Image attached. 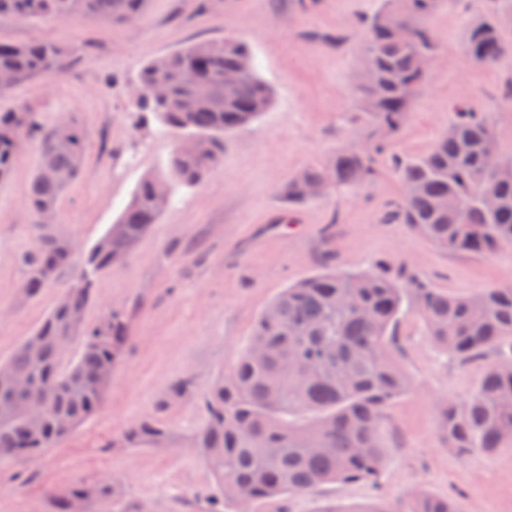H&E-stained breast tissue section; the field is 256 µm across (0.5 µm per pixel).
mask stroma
<instances>
[{
  "label": "stroma",
  "mask_w": 512,
  "mask_h": 512,
  "mask_svg": "<svg viewBox=\"0 0 512 512\" xmlns=\"http://www.w3.org/2000/svg\"><path fill=\"white\" fill-rule=\"evenodd\" d=\"M382 0H147L122 26L76 19L55 24L0 18V40H49L75 50L57 75L30 77L0 96V111L25 105L45 123L74 115L87 134L81 176L63 194L55 230L92 246L128 203L145 174L161 171L174 147L151 113L131 106L143 64L187 44L234 36L249 44L270 87V109L231 136L221 167L141 237L129 256L101 273L85 318L124 310L128 339L112 369L101 409L55 447L30 458L0 459V512H52L54 497L78 482H119L121 500H94L89 512H209L210 469L190 443L203 418L197 397L239 360L260 312L281 288L327 260L350 269L380 268L424 277L465 295L512 287V247L494 255L438 248L405 224H386L403 193L396 161L427 152L447 131L455 106L485 112L502 154L512 156V57L489 67L463 47L471 21L496 0H442L427 17L439 44L422 92L392 137L371 180L354 190L299 206L283 189L307 165L368 142L354 83L363 70L361 15ZM38 145L16 151L0 180V362L45 318L73 282L72 271L36 298L22 295L21 255L34 243L26 206ZM397 355L412 381L384 420L386 459L377 485L329 484L304 495L267 500L256 512H329L371 499H403L415 488L452 498L456 512H512V448L461 456L437 429L438 400L466 398L493 354L462 365L431 344L422 321L396 327ZM191 379L176 397L173 385ZM159 417L170 432L160 448H128L121 438L142 419Z\"/></svg>",
  "instance_id": "1"
}]
</instances>
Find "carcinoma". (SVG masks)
Listing matches in <instances>:
<instances>
[{"label": "carcinoma", "instance_id": "carcinoma-1", "mask_svg": "<svg viewBox=\"0 0 512 512\" xmlns=\"http://www.w3.org/2000/svg\"><path fill=\"white\" fill-rule=\"evenodd\" d=\"M146 0H0V17L19 22L69 21L83 16L108 25L138 18ZM441 0H386L366 28L364 68L368 82L357 86L359 118L375 131L370 145L336 151L288 179L284 192L298 202L318 198L315 190L356 189L374 171L383 141L398 134L412 96L425 82L420 61L438 44L423 23ZM512 14V0H500L490 15L473 22L464 35L472 61L493 66L512 55L498 19ZM248 44L234 37L201 41L147 61L141 69L136 107L155 115L175 136L166 169L147 174L107 232L85 253L76 243L38 223L47 210L58 212L66 187L83 171L86 133L71 117L45 124L26 106L0 112V179L8 176L14 154L25 141L39 147V166L26 204L36 238L21 262L27 296L51 286L66 269L76 270L65 305H55L13 355L3 361L43 393L42 431L29 430L26 397L0 383V458L29 456L54 447L72 428L102 406L107 387L104 363L119 356L128 321L120 310L96 325L76 327L73 311H86L95 275L125 258L135 242L163 214L156 189L171 196L196 187L224 159V139L250 125L272 103V92L257 67L231 87L224 73L237 69ZM70 50L52 41L15 44L0 41V94L37 75L65 70ZM192 146L184 149L182 143ZM485 113L461 106L436 144L425 154L396 162L404 193L390 217L455 252L492 254L512 245V156H499ZM495 195L493 211L484 192ZM412 307L433 344L468 363L485 350L496 359L466 399L439 404L438 431L462 456L492 455L512 448V288H483L449 295L411 274L390 276L375 269H332L290 285L258 315L249 346L238 363L203 395L204 419L191 444L205 459L216 484L215 497L232 512H253L256 503L315 491L332 483L377 482L385 456L383 418L392 401L411 388L394 350L404 306ZM40 347L39 357L28 350ZM62 341L79 343L72 357ZM170 434L154 418L123 434L130 448L166 444ZM114 499L111 483L76 484L54 500L55 512H68L73 498ZM349 512H456L448 499L423 490L401 501L376 499Z\"/></svg>", "mask_w": 512, "mask_h": 512}]
</instances>
